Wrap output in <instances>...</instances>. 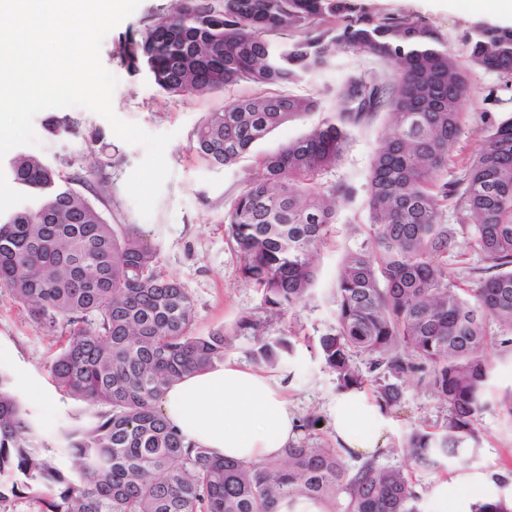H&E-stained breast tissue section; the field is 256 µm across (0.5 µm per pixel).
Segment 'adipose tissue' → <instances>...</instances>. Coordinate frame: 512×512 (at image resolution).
Segmentation results:
<instances>
[{"label":"adipose tissue","mask_w":512,"mask_h":512,"mask_svg":"<svg viewBox=\"0 0 512 512\" xmlns=\"http://www.w3.org/2000/svg\"><path fill=\"white\" fill-rule=\"evenodd\" d=\"M159 408L187 442L242 463L279 457L298 432L284 377L234 361L174 383ZM329 414L345 455L366 459L384 452L389 422L364 391L337 394ZM484 482L483 475L460 472L434 479L428 495L436 512H464L467 490Z\"/></svg>","instance_id":"ef3b65f1"}]
</instances>
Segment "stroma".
Returning a JSON list of instances; mask_svg holds the SVG:
<instances>
[{
  "label": "stroma",
  "mask_w": 512,
  "mask_h": 512,
  "mask_svg": "<svg viewBox=\"0 0 512 512\" xmlns=\"http://www.w3.org/2000/svg\"><path fill=\"white\" fill-rule=\"evenodd\" d=\"M368 10L404 11L421 17L447 40L449 51L461 64H468L467 39L475 25L498 24L493 0H360ZM171 0H142L136 11L108 33L102 41L103 66L116 76L113 109L118 118L139 125L151 134H171L165 151L171 174L166 180L150 217H142L128 195L125 184L144 157L142 147L122 141L100 115L81 107L43 110L34 120L38 144L23 146L25 154L56 166L72 189L85 195L111 224L136 225L144 239L157 250V266L167 276L178 279L191 296L195 308L194 331L205 334L229 327L245 313L264 318L265 333L287 336L296 345L295 355L272 367L284 376L297 415L316 414L321 424L312 433H299L298 443L330 448L334 440L328 424V408L337 394L336 376L324 367L310 348L312 342L335 324L334 288L346 252L363 239L361 228L368 222L366 197L370 161L374 149L387 132L385 118L354 129L349 144L333 174L334 179L352 183L356 195L341 203L337 222L316 256L318 276L313 296L278 319H265L260 294L243 282L240 258L224 235V213L240 190L244 178L258 172L260 156L273 152L318 124L321 113L281 126L258 143L236 164L215 169L199 158L193 149L192 134L208 112L222 108L231 95L247 93V86L234 91H218L202 99L172 98L161 93L147 73H130L118 59L119 36L127 29L141 27L153 14L165 12ZM380 73L392 77L391 67L377 58L340 53L334 65L293 86L296 94H318L333 102L334 92L353 73ZM465 125L454 152L455 160L471 155L479 144L484 111L512 113V87H505L496 74L475 68L471 71V92L465 104ZM67 116L74 122L73 134L50 135L45 122L50 116ZM102 131L104 142L91 141L94 131ZM104 170V179H90V172ZM64 328L51 331L35 325L27 311L9 291L0 289V374L9 378L11 390L22 395L23 383L34 384L46 396V407L28 406L35 431L37 452L63 472H70L71 461L61 448L65 432L90 422L96 411L81 399L60 389L50 365L60 349ZM493 377L487 389L488 406L479 427L480 448L465 463V470L488 477V484L469 496L470 501L511 497L512 480L501 485L492 477L512 471V420L499 404L512 390V348L491 350ZM401 407L389 411L388 449L380 457L383 466L405 471L419 494V512H434L427 496L434 470L415 466L399 447L412 427L441 425L448 408L434 396L421 392L413 382L403 385Z\"/></svg>",
  "instance_id": "1"
}]
</instances>
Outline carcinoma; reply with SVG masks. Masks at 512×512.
Segmentation results:
<instances>
[{
	"mask_svg": "<svg viewBox=\"0 0 512 512\" xmlns=\"http://www.w3.org/2000/svg\"><path fill=\"white\" fill-rule=\"evenodd\" d=\"M301 31L304 38L285 36ZM473 66L512 82V28L482 25L470 41ZM374 56L395 79L352 74L336 88L330 115L259 161L224 214L243 281L263 309L284 315L316 282L315 256L339 203L354 188L327 180L349 131L382 114L388 134L370 165L369 224L336 279V324L313 349L340 391L373 386L383 411L400 405L411 379L448 406L434 429L415 427L403 450L417 465L445 469L479 447L484 389L493 366L488 323L512 346V113L489 116L475 152L448 173L470 94L469 68L420 17L372 12L357 0H171L124 35L120 62L146 70L172 97H204L242 83L251 93L206 115L195 150L211 167L237 162L274 129L322 108L290 92L335 63L336 52ZM9 179L36 201L0 213V288L38 326L69 328L50 366L56 384L109 411L65 434L72 479L32 451L28 413L0 374V474L41 491V512H277L284 496L334 502L335 512H418L403 470L367 460L351 468L335 448L290 444L277 459L242 464L184 442L157 402L185 375L224 362L231 337L253 332V358L274 366L294 352L284 336L263 337L250 313L229 328L194 333V304L157 271V251L133 224L114 226L59 170L18 154ZM453 202V223L445 219ZM471 253L482 267L463 288L448 260ZM93 315L95 319L87 320ZM368 358V374L352 356ZM472 512H512L486 499Z\"/></svg>",
	"mask_w": 512,
	"mask_h": 512,
	"instance_id": "cac0c4a2",
	"label": "carcinoma"
}]
</instances>
